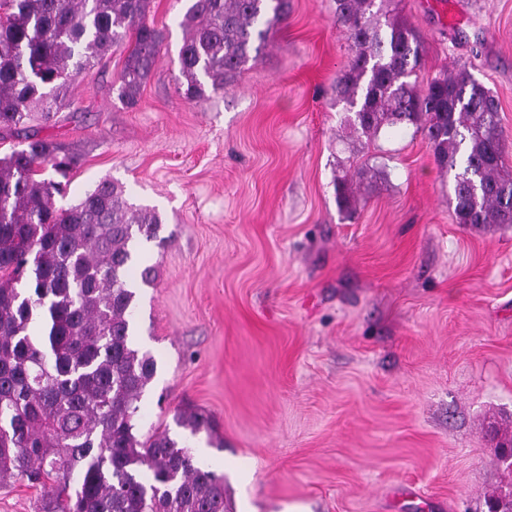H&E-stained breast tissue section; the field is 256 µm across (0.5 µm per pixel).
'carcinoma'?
I'll return each instance as SVG.
<instances>
[{"label": "carcinoma", "instance_id": "1", "mask_svg": "<svg viewBox=\"0 0 512 512\" xmlns=\"http://www.w3.org/2000/svg\"><path fill=\"white\" fill-rule=\"evenodd\" d=\"M151 0H0V131L21 148L0 157V483L49 496L46 512H225L224 477L168 431L139 434V401L157 372L132 346L136 292L128 279L140 240L157 237L155 209L104 178L59 208L60 183L77 167L71 147L39 136L73 106V79L125 47L112 88L135 107L155 69L162 33ZM350 59L336 79L341 123L365 145L411 126L440 169L454 172L459 224H512V167L499 103L464 64L410 80L425 46L389 14L387 0H334ZM289 0H190L181 26L177 90L191 102L258 59L287 19ZM361 167L336 178L348 216L363 201ZM176 423L208 444L201 411Z\"/></svg>", "mask_w": 512, "mask_h": 512}]
</instances>
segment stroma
I'll list each match as a JSON object with an SVG mask.
<instances>
[{"mask_svg": "<svg viewBox=\"0 0 512 512\" xmlns=\"http://www.w3.org/2000/svg\"><path fill=\"white\" fill-rule=\"evenodd\" d=\"M426 47L427 80L457 62L500 103L512 165V0H393ZM333 0H291L258 61L195 102L174 80L183 0H151L164 33L136 107L112 78L124 49L73 86L42 129L81 161L55 203L101 179L156 209L152 287L133 323L157 362L141 432L180 439L210 414L227 512H488L512 490V224L456 223L453 180L412 127L363 146L333 87L348 44ZM374 168L352 217L334 181ZM176 423L189 430L191 436H196L201 432H205L208 437V444L216 448H223L224 442L215 436L214 426L210 418L201 411H177L175 414Z\"/></svg>", "mask_w": 512, "mask_h": 512, "instance_id": "35a3bbf8", "label": "stroma"}]
</instances>
